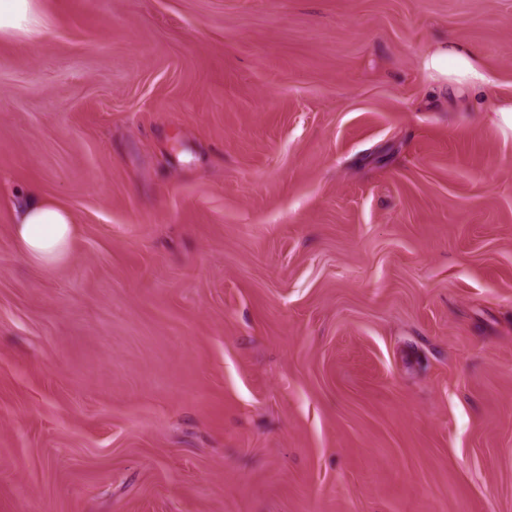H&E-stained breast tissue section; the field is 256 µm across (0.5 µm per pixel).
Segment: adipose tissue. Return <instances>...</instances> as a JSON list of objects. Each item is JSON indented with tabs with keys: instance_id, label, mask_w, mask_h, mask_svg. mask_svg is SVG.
<instances>
[{
	"instance_id": "obj_1",
	"label": "adipose tissue",
	"mask_w": 512,
	"mask_h": 512,
	"mask_svg": "<svg viewBox=\"0 0 512 512\" xmlns=\"http://www.w3.org/2000/svg\"><path fill=\"white\" fill-rule=\"evenodd\" d=\"M425 70L435 80L439 93L465 87L473 96H481L486 75L470 60L466 50L451 42L440 46L423 61ZM16 213L15 235L29 262L51 266L67 254L71 240V214L28 191H16L13 199Z\"/></svg>"
}]
</instances>
